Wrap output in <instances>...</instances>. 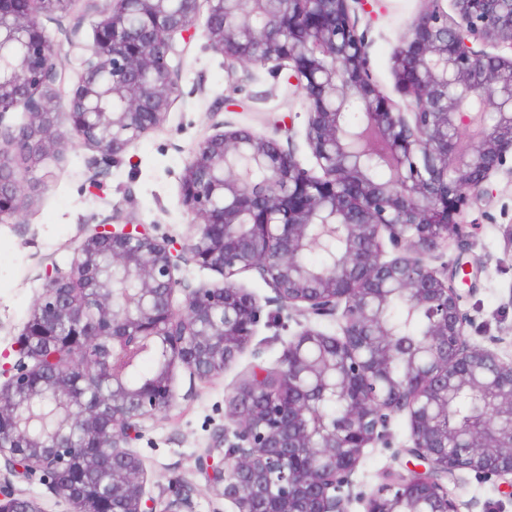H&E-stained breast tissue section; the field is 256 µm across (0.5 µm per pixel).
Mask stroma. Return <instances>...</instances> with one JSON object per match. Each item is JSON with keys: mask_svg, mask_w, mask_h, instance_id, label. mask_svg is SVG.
I'll use <instances>...</instances> for the list:
<instances>
[{"mask_svg": "<svg viewBox=\"0 0 512 512\" xmlns=\"http://www.w3.org/2000/svg\"><path fill=\"white\" fill-rule=\"evenodd\" d=\"M93 0H74L69 12L43 18L54 42L62 80L54 87L66 100L82 71L84 46L93 41ZM425 9L424 0H369L360 16L375 81L392 100H400L394 57L411 36ZM181 95L162 125L142 135L119 159L105 157L70 137L59 158L47 160L27 176L26 203L17 218L0 223V382L20 357L17 339L35 302L44 292L46 264L68 270L77 241L96 225L115 221L150 227L161 241L180 247L192 233L191 216L181 202V179L194 145L211 134L214 124L244 127L291 141L302 167L315 160L305 141L307 108L288 86L286 75L272 66L249 65L228 74L224 59L208 48L202 35L187 46L174 74ZM98 183H90L92 173ZM488 188L494 199L491 218L472 207L476 229L464 243L449 242L445 261L456 258L478 266L475 290L465 300L474 318L469 340L496 345L512 356V248L502 227L512 222V174H493ZM299 330L295 317L258 325L246 349L218 376L202 381L177 368L174 403L169 412L145 420L132 448L141 458L146 491L168 500L188 494L195 512H232L230 502L210 488L195 466L204 449L218 447L228 399L248 380L253 366L275 370L283 349ZM390 446L366 449L353 475L355 492L371 494L390 472L405 471L410 430L406 416H394ZM462 512H512V499L494 482L462 472L452 484Z\"/></svg>", "mask_w": 512, "mask_h": 512, "instance_id": "stroma-1", "label": "stroma"}]
</instances>
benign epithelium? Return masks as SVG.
Wrapping results in <instances>:
<instances>
[{"instance_id": "7a95c632", "label": "benign epithelium", "mask_w": 512, "mask_h": 512, "mask_svg": "<svg viewBox=\"0 0 512 512\" xmlns=\"http://www.w3.org/2000/svg\"><path fill=\"white\" fill-rule=\"evenodd\" d=\"M203 1V36L229 74L249 64L288 70L307 103L306 141L320 173L250 129L221 123L198 142L181 184L194 228L186 252L224 282L187 292L178 309L182 256L137 224H99L68 271L45 268L44 293L18 339L22 359L0 385L9 474L38 475L73 505L79 476L107 471L89 512H195L187 496L164 503L146 493L131 442L145 419L172 406L176 366L209 380L251 342L263 306L235 277L255 271L275 293L268 302L308 320L334 318L340 333L302 326L275 378L256 365L230 398L224 449L198 455L196 468L234 512H350L364 449L388 440L399 413L417 467L388 474L360 498L363 512H461L448 491L461 471L511 498L512 360L469 342L461 265L432 261L442 243L469 235L465 210L512 160V59L488 51L512 48V0H453V18L443 0H426L394 59L402 106L373 78L358 31L363 0H103L63 112L41 18L72 0H0V117L18 107L28 114L19 129L0 128V222L23 209L26 174L60 155L68 131L116 158L163 123L179 97L168 59L195 35ZM241 157L265 168L262 186H244L233 164ZM319 224L344 247L315 267L305 255ZM395 295L429 316L422 354L406 360L399 380L390 374L396 334L384 318ZM148 343L159 364L131 382L130 355ZM47 395L65 410L49 436L18 411ZM326 397L344 412L311 424L312 402ZM457 398L478 415L448 420ZM0 512L43 510L6 478Z\"/></svg>"}]
</instances>
